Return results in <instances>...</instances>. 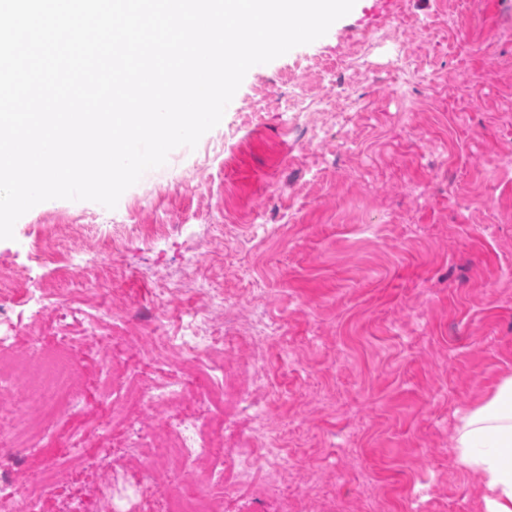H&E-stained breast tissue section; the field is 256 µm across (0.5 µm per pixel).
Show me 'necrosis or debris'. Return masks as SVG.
<instances>
[{
  "label": "necrosis or debris",
  "mask_w": 512,
  "mask_h": 512,
  "mask_svg": "<svg viewBox=\"0 0 512 512\" xmlns=\"http://www.w3.org/2000/svg\"><path fill=\"white\" fill-rule=\"evenodd\" d=\"M236 319L234 310L225 308L226 326L219 333L212 329L208 311L197 310L189 314L184 328L173 332L166 316H154L153 329L161 345L145 361L134 360L127 337L118 336L112 341L113 407L173 406L190 394L199 393L207 405L224 411V432L220 435L206 434L192 419L180 421L161 441L145 426L134 425L125 430L122 446L130 455H137L144 448L160 447L176 466L187 470L197 462H209L210 471L198 492L172 499L167 512H222L225 500L251 485L256 468L267 459L264 423L267 392L263 375L254 371L250 382L230 381L220 359L225 348L236 346L240 341ZM59 343L65 350L64 357L48 361L31 356L23 371L0 363V393L15 382H22L29 406L39 407L43 414L56 420L67 416L81 403L84 392L69 375L68 361L78 354L69 327H62ZM171 352L190 362L196 373L204 374L207 385L198 386L194 375L178 380L155 377V370L167 364V355ZM241 418L250 420L248 431H236L235 424ZM221 446L228 447L227 455H218L217 449Z\"/></svg>",
  "instance_id": "4bbe7bcc"
}]
</instances>
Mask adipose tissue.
<instances>
[{"instance_id":"adipose-tissue-1","label":"adipose tissue","mask_w":512,"mask_h":512,"mask_svg":"<svg viewBox=\"0 0 512 512\" xmlns=\"http://www.w3.org/2000/svg\"><path fill=\"white\" fill-rule=\"evenodd\" d=\"M453 443L457 466L481 479L483 512H512L511 375L459 418Z\"/></svg>"}]
</instances>
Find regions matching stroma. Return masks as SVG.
<instances>
[{
  "label": "stroma",
  "mask_w": 512,
  "mask_h": 512,
  "mask_svg": "<svg viewBox=\"0 0 512 512\" xmlns=\"http://www.w3.org/2000/svg\"><path fill=\"white\" fill-rule=\"evenodd\" d=\"M508 158L512 0H356L322 38L252 67L219 125L123 205L29 210L0 240V354L55 351L61 289L123 311L72 369L81 405L13 461L26 492L58 473L37 512L67 498L105 512L116 480L142 487L137 512L191 488L155 457L117 475L75 460L73 441L92 452L127 423L100 426L111 336L136 333L144 358L153 315L178 328L211 301L220 328L223 300L263 337L224 361L269 378L270 463L292 512H483L453 433L512 374ZM209 414L191 400L133 418L162 434Z\"/></svg>",
  "instance_id": "1"
}]
</instances>
